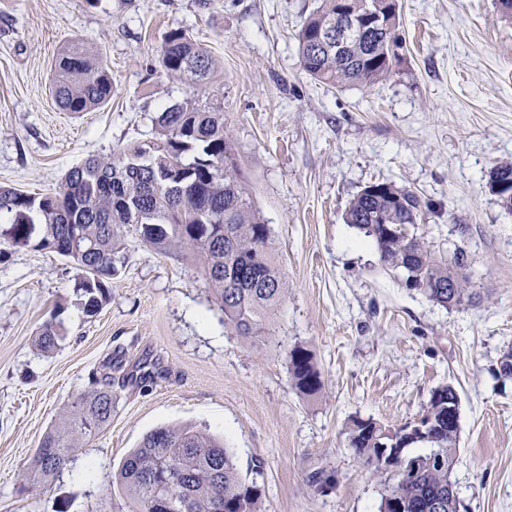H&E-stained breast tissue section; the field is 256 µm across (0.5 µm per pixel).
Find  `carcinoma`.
Instances as JSON below:
<instances>
[{
	"label": "carcinoma",
	"instance_id": "obj_1",
	"mask_svg": "<svg viewBox=\"0 0 512 512\" xmlns=\"http://www.w3.org/2000/svg\"><path fill=\"white\" fill-rule=\"evenodd\" d=\"M360 29L343 49L318 41V33L336 20L340 0H321L302 24L297 50L313 80L370 87L384 80L402 45L400 0L381 25L368 21L375 0H346ZM160 63L168 78L200 87L214 73L209 51L184 30L163 38ZM52 96L65 112L78 114L103 107L112 97L106 61L79 41L65 45L54 64ZM232 143L224 130V107L187 96L166 106L153 119V136L108 157L91 156L70 167L58 190L28 194L0 186V241L13 247L50 250L78 272L83 309L96 315L110 298L112 277L127 263L123 229L169 254L189 253L203 269L224 311V323L239 336L258 341L269 316L284 302L286 280L277 263L271 230L263 221L233 162ZM350 201L346 223L375 245L381 266L409 265L405 287L445 307L471 301L467 288L468 255L455 250L451 259L435 255L415 234L392 233V226L415 224L425 204L415 193L388 182H375ZM489 187L512 210V164L490 171ZM455 279L448 295V278ZM61 324L46 321L37 344L45 352L58 346ZM97 387L76 395L64 420L47 431L33 455L40 479L62 474L70 451L81 447L112 419V365ZM292 386L313 396L322 388L311 353L302 346L288 351ZM458 398L451 384L435 388L424 409L430 421L425 437L408 438V424L391 427L355 418L346 430L348 446L376 477L389 475L380 462L378 439L387 435L403 449L406 476L390 475L392 484L379 512H459L451 479L459 442L460 411L448 415ZM428 445V454L408 448ZM133 503L132 512H160L157 485L163 482L179 506L169 512H261L263 489L243 476L233 454L217 438L191 425L159 427L141 440L113 478Z\"/></svg>",
	"mask_w": 512,
	"mask_h": 512
}]
</instances>
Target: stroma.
<instances>
[{
  "instance_id": "stroma-1",
  "label": "stroma",
  "mask_w": 512,
  "mask_h": 512,
  "mask_svg": "<svg viewBox=\"0 0 512 512\" xmlns=\"http://www.w3.org/2000/svg\"><path fill=\"white\" fill-rule=\"evenodd\" d=\"M401 3L391 76L340 88L300 64L296 36L319 0H0V185L51 193L80 160L149 140L156 113L188 93L158 62L164 35L186 30L217 64L199 94L224 106L288 283L255 343L225 325L196 265L134 234L93 317L67 260L0 247V512H131L112 485L122 460L150 430L184 424L223 438L263 487L262 512H378L386 484L348 447L347 424L412 421L445 383L460 398L459 512H512V379L493 374L512 353V211L487 185L512 163V23L495 0ZM71 40L112 76L111 100L77 115L49 93ZM378 181L429 203L413 231L445 257L465 248L475 302L404 288L346 224ZM53 313L65 331L45 353L35 334ZM296 345L320 371L317 395L291 385ZM111 360L109 425L60 476L25 482L41 437ZM319 470L332 488L312 484Z\"/></svg>"
}]
</instances>
